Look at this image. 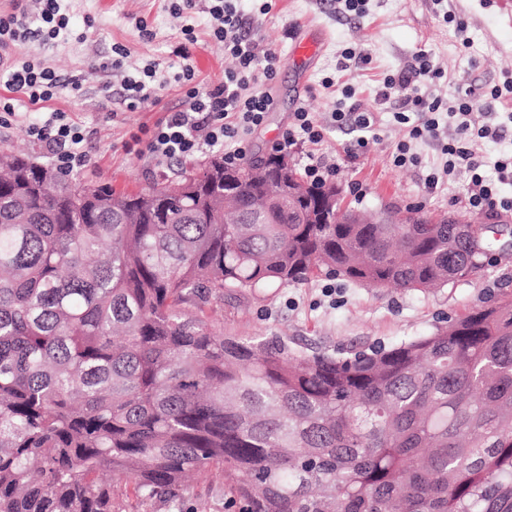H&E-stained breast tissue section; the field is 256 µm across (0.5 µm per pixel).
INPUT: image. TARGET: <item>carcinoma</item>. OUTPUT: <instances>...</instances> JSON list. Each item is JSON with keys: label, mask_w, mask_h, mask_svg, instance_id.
<instances>
[{"label": "carcinoma", "mask_w": 512, "mask_h": 512, "mask_svg": "<svg viewBox=\"0 0 512 512\" xmlns=\"http://www.w3.org/2000/svg\"><path fill=\"white\" fill-rule=\"evenodd\" d=\"M285 156L137 192L0 151V512H126L187 479L247 512H512V294L337 358L224 328L326 273L470 282L512 228L336 215L272 194Z\"/></svg>", "instance_id": "1"}]
</instances>
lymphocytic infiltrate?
<instances>
[{"label": "lymphocytic infiltrate", "mask_w": 512, "mask_h": 512, "mask_svg": "<svg viewBox=\"0 0 512 512\" xmlns=\"http://www.w3.org/2000/svg\"><path fill=\"white\" fill-rule=\"evenodd\" d=\"M210 29L223 42L224 52L234 62L225 71L221 82L199 87L193 67H185L175 77L184 89L182 109L168 112L152 128L147 129L148 151L152 158L163 162L195 157L207 148L224 150V164L236 168L251 151L249 136L261 127L272 106V97L265 86L272 80L279 62L274 50L258 52L249 36V19L237 7L236 0H208ZM28 12L22 0H17L13 12L0 13V72L4 73L6 89L24 97L29 106L42 109L44 115L29 123L27 135L43 144L56 167L79 171L89 161L87 146L90 131L75 124L65 113L47 111L48 102L57 97L63 84L56 72L40 61L16 63L9 50L28 34ZM428 52L417 53L411 61L387 76L379 92L382 99H395L396 122L407 130L392 154L393 164L403 167L420 164L413 152L417 141L433 142L442 155V166L433 168L424 179L427 192H435L458 173L468 179L467 207L474 211L496 213L512 211V197L501 196L500 187L512 185V154L494 163L495 176L484 172L486 162L471 148L478 140L497 141L501 126L488 123L472 124L471 112L480 101L464 93L453 112H445L442 99L420 94L424 82L440 79ZM167 79L155 65L144 66L134 73H122L121 87L127 110L135 111L156 104ZM331 121L337 127L349 126L358 133L349 145V156H357L369 146L375 135L377 115L359 110L357 105L336 110Z\"/></svg>", "instance_id": "obj_1"}]
</instances>
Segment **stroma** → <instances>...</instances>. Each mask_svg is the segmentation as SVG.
<instances>
[{
    "mask_svg": "<svg viewBox=\"0 0 512 512\" xmlns=\"http://www.w3.org/2000/svg\"><path fill=\"white\" fill-rule=\"evenodd\" d=\"M173 0H65L73 35L45 46L34 37L15 45L14 59L44 61L63 78L80 79V90L64 91L49 102L80 125L94 128L89 143V162L78 177L106 182L117 190L136 191L171 178L179 167L172 160L154 164L148 152H128L126 144L140 128L153 126L168 111L181 107L183 90L170 82L159 102L150 108L129 111L122 102L119 76L99 71L101 62L111 60L114 45L127 50L123 67L127 70L154 63L170 79L184 64L195 67L201 84L223 80L232 62L224 56V45L209 35L204 0L191 12L175 14ZM448 9L465 19L466 37H459L454 24L435 12L432 0H369L365 16L343 13L337 0H273L268 14L256 12L255 0H240V10L253 17L250 35L263 49L275 50L280 62L269 84L273 105L265 124L251 135L252 155L284 147L283 135L297 107H305L326 126L321 144L286 147L290 160L304 167L306 155L315 152L337 167L334 182L343 190L344 204L354 210L377 215L409 207L430 215L447 214L470 218L485 224L512 225V212L495 215L471 212L465 206L464 180L426 193L424 178L439 165L441 156L429 143L414 146L420 166H394L391 153L404 136L394 122L393 103L381 102L378 92L384 78L395 72L417 52L428 51L444 76L423 86L428 96L440 97L456 106L465 89L482 97L481 109L473 112L474 122H493L499 102L488 99L492 86L512 75V0H447ZM144 20L152 32L143 37L136 27ZM193 25L197 41L187 44L189 58L175 52L186 44L182 29ZM314 27L323 35L318 60L307 74H300L290 53L299 32ZM367 54V61H353L341 72L337 60L344 48ZM332 79L324 87V79ZM110 81V92H101L103 81ZM351 87L361 109L377 113L380 138L367 151L351 157L346 149L356 137L351 128L331 124L330 114L343 102V87ZM19 118L11 126L0 127V148L15 147L29 153L36 162L48 164L44 146L25 132L34 112L16 102ZM362 185L355 193L354 185ZM512 292V250L493 247L481 277L471 283H458L428 291L377 290L340 279L317 278L285 288H273L265 301L248 300L225 314L228 327L248 334L287 337L303 352L326 351L340 357L392 346L403 339L429 333L444 318L492 303L503 291ZM130 512H239L227 495L212 492L203 482L192 484L185 498L176 505L130 503Z\"/></svg>",
    "mask_w": 512,
    "mask_h": 512,
    "instance_id": "35a3bbf8",
    "label": "stroma"
}]
</instances>
